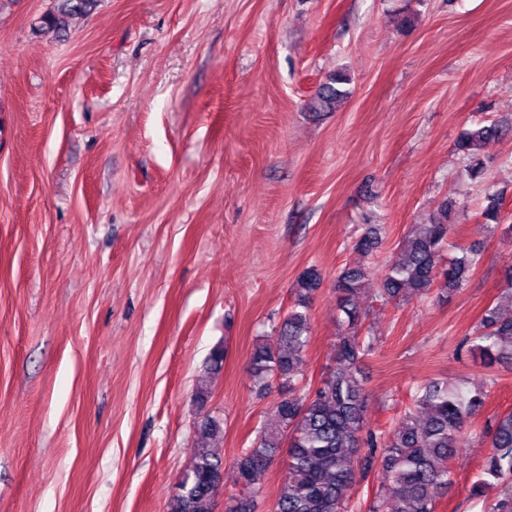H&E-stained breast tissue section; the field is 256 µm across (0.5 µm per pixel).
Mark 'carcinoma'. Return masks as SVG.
<instances>
[{
    "label": "carcinoma",
    "instance_id": "carcinoma-1",
    "mask_svg": "<svg viewBox=\"0 0 512 512\" xmlns=\"http://www.w3.org/2000/svg\"><path fill=\"white\" fill-rule=\"evenodd\" d=\"M95 0H54L38 19V30L61 35L71 20L87 13ZM349 77L338 72L318 89L311 102L315 112L334 109L346 97L342 85ZM502 133V124L481 120L466 129L457 149L468 160L467 173L484 179L483 145ZM483 211L486 227L495 232L502 224L499 193L485 189ZM456 201L443 199L423 224H413L401 241L399 251L380 267L347 265L336 277L337 308L345 314L343 329L334 347V365L322 373L318 383L302 371L310 343L311 310L321 288V272L310 266L298 277L292 301L278 334L265 336L250 357V373L259 390L278 380L280 396L271 405L251 447L234 461L237 482L246 494L229 497L225 512H257L254 493L270 466H284L283 485L274 512H350L362 508L351 503L349 491L365 480L377 466L392 484L388 501L374 500L367 512H436L439 499L454 485L448 465L467 440L469 425L483 410L486 394L461 383L431 381L410 392L409 406L397 424L385 433L368 427V394L361 369L363 360L375 349V337L362 335L359 295L375 285V295L385 302L409 296L425 297L433 288L451 295L469 283L481 261L480 252L456 243L452 237V213ZM379 245V228L368 224L357 237L353 250L371 256ZM469 350L490 367L512 354V265L505 274V287L489 306L473 334L463 340ZM220 423L210 418L197 427L196 446L179 492L169 512H216L215 493L224 483V459L213 448ZM489 452L481 464V477L470 487L479 499L490 484L501 485L498 499L487 502L483 512H512V412L496 416L484 431Z\"/></svg>",
    "mask_w": 512,
    "mask_h": 512
}]
</instances>
